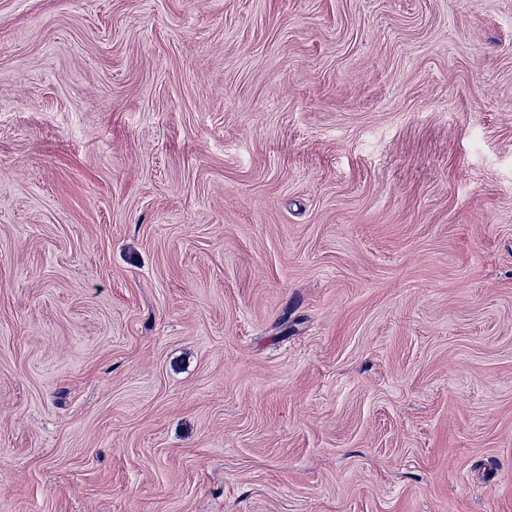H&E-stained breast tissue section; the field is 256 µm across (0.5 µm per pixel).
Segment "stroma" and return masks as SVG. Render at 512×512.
<instances>
[{
    "mask_svg": "<svg viewBox=\"0 0 512 512\" xmlns=\"http://www.w3.org/2000/svg\"><path fill=\"white\" fill-rule=\"evenodd\" d=\"M0 512H512V0H0Z\"/></svg>",
    "mask_w": 512,
    "mask_h": 512,
    "instance_id": "35a3bbf8",
    "label": "stroma"
}]
</instances>
